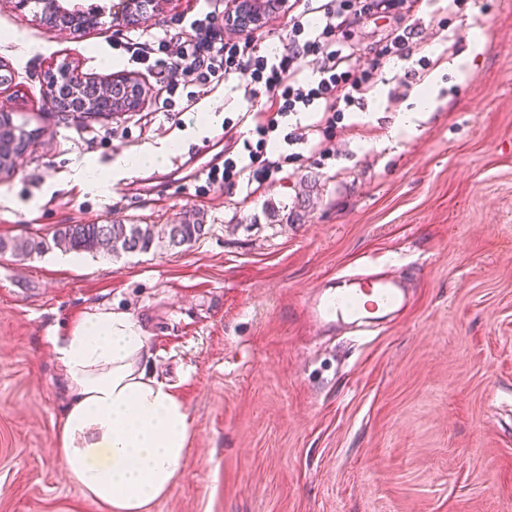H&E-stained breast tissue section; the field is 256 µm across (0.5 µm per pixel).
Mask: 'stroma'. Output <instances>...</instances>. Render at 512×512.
Wrapping results in <instances>:
<instances>
[{
    "label": "stroma",
    "mask_w": 512,
    "mask_h": 512,
    "mask_svg": "<svg viewBox=\"0 0 512 512\" xmlns=\"http://www.w3.org/2000/svg\"><path fill=\"white\" fill-rule=\"evenodd\" d=\"M224 0H157L136 25L72 30L34 4L0 0V111L38 132L0 175V237H48L61 224H169L195 216L191 246L102 256L52 249L0 255V512H108L54 451L67 396L53 337L86 313L132 314L157 378L192 418L188 456L150 512H512V6L420 0L414 59L377 56L385 20L351 40L382 75L337 113L329 157L286 142L278 173L181 182L243 110L223 83L169 94L170 59L136 60L162 34ZM129 76L136 111L83 120L48 109L60 64ZM173 97L181 119L155 109ZM169 148L154 189L129 192L117 156ZM294 215L295 223L284 221ZM373 261L405 280L412 306L367 339L322 332L308 304L337 271Z\"/></svg>",
    "instance_id": "stroma-1"
}]
</instances>
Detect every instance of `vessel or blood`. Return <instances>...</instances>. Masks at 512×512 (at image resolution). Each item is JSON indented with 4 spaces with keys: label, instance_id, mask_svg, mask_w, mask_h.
Returning a JSON list of instances; mask_svg holds the SVG:
<instances>
[{
    "label": "vessel or blood",
    "instance_id": "1",
    "mask_svg": "<svg viewBox=\"0 0 512 512\" xmlns=\"http://www.w3.org/2000/svg\"><path fill=\"white\" fill-rule=\"evenodd\" d=\"M409 302V292L383 271L363 269L342 274L336 288L315 295L310 314L325 326H349L353 332H370L381 318L399 313Z\"/></svg>",
    "mask_w": 512,
    "mask_h": 512
}]
</instances>
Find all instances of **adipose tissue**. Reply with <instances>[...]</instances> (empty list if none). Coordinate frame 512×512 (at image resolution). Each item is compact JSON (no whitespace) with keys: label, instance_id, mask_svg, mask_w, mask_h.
Segmentation results:
<instances>
[{"label":"adipose tissue","instance_id":"adipose-tissue-1","mask_svg":"<svg viewBox=\"0 0 512 512\" xmlns=\"http://www.w3.org/2000/svg\"><path fill=\"white\" fill-rule=\"evenodd\" d=\"M54 347L69 395L56 448L85 497L109 512H149L174 487L192 420L147 369L146 332L130 314H86Z\"/></svg>","mask_w":512,"mask_h":512}]
</instances>
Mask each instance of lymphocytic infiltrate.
I'll return each mask as SVG.
<instances>
[{
  "label": "lymphocytic infiltrate",
  "mask_w": 512,
  "mask_h": 512,
  "mask_svg": "<svg viewBox=\"0 0 512 512\" xmlns=\"http://www.w3.org/2000/svg\"><path fill=\"white\" fill-rule=\"evenodd\" d=\"M416 0H288L285 10V38L281 52L265 55L259 39L245 36L237 41L216 42L210 17L191 21L189 32L148 36L139 46V60H148L154 51L176 55L178 63L169 78L170 89L193 84L205 85L248 73L242 86V100L255 123L257 142H239L232 124H225L230 137L224 148L223 167H210L209 183L277 172L279 162L268 157L265 146L280 121L291 114L309 110L320 115L317 122L298 126L293 136L300 144H315L341 107L362 104L374 93L376 77L362 66L357 47L350 45L354 25L381 13L394 12L396 23L387 30L377 53L408 59L414 53L415 28L409 19ZM310 61L312 75L302 79V61Z\"/></svg>",
  "instance_id": "f902f5d3"
}]
</instances>
